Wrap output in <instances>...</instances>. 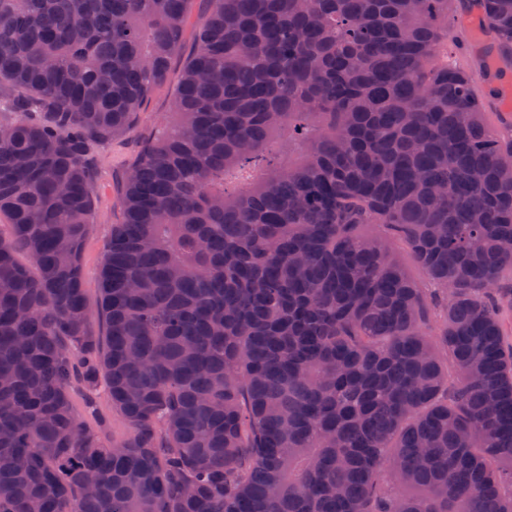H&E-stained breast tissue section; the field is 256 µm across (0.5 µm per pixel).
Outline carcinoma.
<instances>
[{"label":"carcinoma","mask_w":512,"mask_h":512,"mask_svg":"<svg viewBox=\"0 0 512 512\" xmlns=\"http://www.w3.org/2000/svg\"><path fill=\"white\" fill-rule=\"evenodd\" d=\"M193 2L0 0V512H512V136L443 52L464 0H205L88 304L97 149ZM100 375L125 439L74 412ZM393 246L395 251L404 260L409 275L418 283L421 288H427V293L432 296L434 300V306L433 317H431V321L433 325H436L435 320H439L440 316L442 315V306L437 291L433 289L421 269L411 260L403 244L400 241H395ZM435 295L438 297V299H435Z\"/></svg>","instance_id":"cac0c4a2"}]
</instances>
